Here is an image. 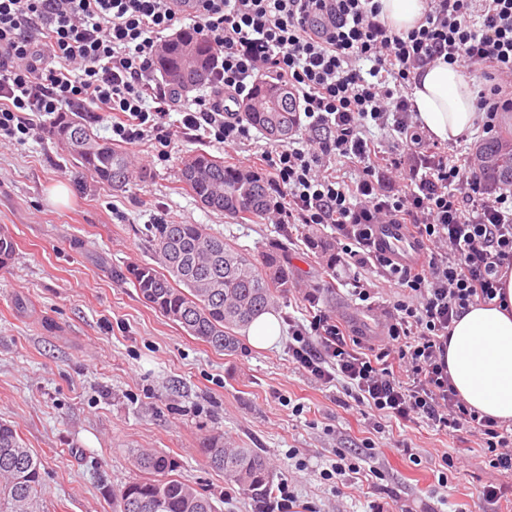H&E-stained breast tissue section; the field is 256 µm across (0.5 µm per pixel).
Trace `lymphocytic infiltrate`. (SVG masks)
Returning a JSON list of instances; mask_svg holds the SVG:
<instances>
[{
    "mask_svg": "<svg viewBox=\"0 0 512 512\" xmlns=\"http://www.w3.org/2000/svg\"><path fill=\"white\" fill-rule=\"evenodd\" d=\"M379 13L375 0H0V135H31L41 116L92 104L111 115L118 141L167 142L168 104L179 92L156 75L157 46L186 20L215 65L212 95L183 111V135L240 149L253 129L225 111L224 94L245 99L265 76L287 84L307 123L300 145L261 153L282 199L267 218L332 227L337 262L379 270L393 299L376 356L323 313L293 326L296 365L339 384L360 413L421 418L447 434L469 429L490 468L512 473V431L464 403L446 359L453 321L471 304L492 303L512 267V187L490 189L462 148L427 144L409 101L414 69L441 59L479 69V124L497 135L499 113L512 112V0H426L403 32ZM362 59L371 63L365 74ZM371 122L401 146L366 137ZM342 159L358 169L355 184L334 173ZM377 224L407 225L425 266L387 257Z\"/></svg>",
    "mask_w": 512,
    "mask_h": 512,
    "instance_id": "f902f5d3",
    "label": "lymphocytic infiltrate"
}]
</instances>
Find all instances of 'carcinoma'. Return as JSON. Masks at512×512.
<instances>
[{
  "instance_id": "1",
  "label": "carcinoma",
  "mask_w": 512,
  "mask_h": 512,
  "mask_svg": "<svg viewBox=\"0 0 512 512\" xmlns=\"http://www.w3.org/2000/svg\"><path fill=\"white\" fill-rule=\"evenodd\" d=\"M213 50L195 30L165 40L157 69L168 84L183 93L203 86L212 72ZM288 87L261 83L250 101H268L279 112H254L241 102V116L272 139H288L300 127L298 103ZM56 146L75 157L95 179L120 188L130 178L127 155L99 137L69 112L59 113L47 130ZM476 153L486 159L479 171L488 184H512V138L482 142ZM178 178L190 195L217 212L245 220L259 219L273 202L271 184L262 173L244 176L238 168L206 152L183 157ZM146 236L156 265L144 263L128 275L140 295L166 318L218 351L236 348L234 330L246 327L271 308L273 297L297 287L288 267V243L271 247L259 259L247 257L203 224H149ZM309 244L327 266L335 263L331 242ZM204 451L211 468L257 498L270 489L272 472L256 448H240L220 435L207 440ZM137 465L149 476L125 485L117 495L119 512H216L211 499L193 486L167 476L171 462L143 453ZM40 460L23 446L15 426L0 421V512H39L42 494Z\"/></svg>"
}]
</instances>
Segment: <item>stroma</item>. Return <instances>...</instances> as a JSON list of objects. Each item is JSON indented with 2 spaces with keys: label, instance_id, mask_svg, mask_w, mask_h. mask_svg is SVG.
<instances>
[{
  "label": "stroma",
  "instance_id": "stroma-1",
  "mask_svg": "<svg viewBox=\"0 0 512 512\" xmlns=\"http://www.w3.org/2000/svg\"><path fill=\"white\" fill-rule=\"evenodd\" d=\"M202 149L234 163L223 145L174 134L128 147L130 181L102 187L48 136L0 142V228L15 252L0 268V420L41 461L40 512H117L116 495L143 478L139 454L161 455L174 477L206 491L218 512L259 503L211 469L204 441L223 435L261 449L274 484H289L300 512H512V475L485 502L488 461L469 432L360 414L335 384L296 368L290 326L321 311L346 334L381 344L382 330L352 294V272L327 270L304 240L308 226L242 222L203 209L183 190L179 164ZM203 224L260 257L287 236L296 290L273 313L280 338L217 352L162 316L127 276L152 260L145 235L158 217ZM345 453L359 465L346 484L328 474ZM462 458L448 472L447 456ZM447 487H440V474Z\"/></svg>",
  "mask_w": 512,
  "mask_h": 512
}]
</instances>
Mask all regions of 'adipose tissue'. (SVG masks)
Masks as SVG:
<instances>
[{
    "mask_svg": "<svg viewBox=\"0 0 512 512\" xmlns=\"http://www.w3.org/2000/svg\"><path fill=\"white\" fill-rule=\"evenodd\" d=\"M411 101L421 130L453 141L476 125L475 79L440 61L417 69ZM506 308L473 304L453 324L448 374L461 399L491 418L512 422V269L501 275Z\"/></svg>",
    "mask_w": 512,
    "mask_h": 512,
    "instance_id": "ef3b65f1",
    "label": "adipose tissue"
}]
</instances>
